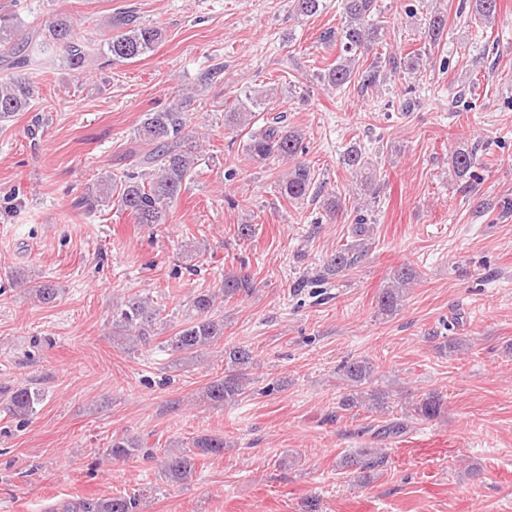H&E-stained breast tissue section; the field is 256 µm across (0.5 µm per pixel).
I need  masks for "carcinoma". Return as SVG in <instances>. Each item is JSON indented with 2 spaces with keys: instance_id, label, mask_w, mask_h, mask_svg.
Segmentation results:
<instances>
[{
  "instance_id": "1",
  "label": "carcinoma",
  "mask_w": 512,
  "mask_h": 512,
  "mask_svg": "<svg viewBox=\"0 0 512 512\" xmlns=\"http://www.w3.org/2000/svg\"><path fill=\"white\" fill-rule=\"evenodd\" d=\"M293 10L300 16L317 14L326 7L324 0H290ZM498 0H474L473 11L484 20L493 18ZM377 0H343L344 21L341 27L323 36L326 43H336L339 55L322 76L325 84L336 89L355 78L361 58L384 39V26L377 19ZM447 19L436 14L431 17L425 40L436 46L446 28ZM111 35L96 44L75 36V22L67 15L52 17L43 29L21 28L18 18L0 17V68L22 69L39 63L42 59L56 56L62 51L60 62L72 69L82 70L93 63L105 67L116 62H132L153 53L161 42L162 31L138 21V17L119 11L110 17ZM422 54L408 59L395 54L376 57L361 74L362 85L375 87L403 70H419ZM36 88L29 77L12 75L0 81V129L9 126L21 112L32 109ZM192 96L185 95L162 110L148 111L134 131L135 139L148 146L139 160L140 172H126L123 178L102 177L96 188L84 196L83 206L92 212L99 206L114 205L133 216L136 224H166L173 203L187 189L201 161L198 130L192 127L191 118L185 111ZM273 93L268 90L245 92L236 97L234 107L224 113V125L245 132L244 145L248 157L264 164L270 160L288 161V169L277 178L281 197L298 203L313 194L315 175L307 165L296 161L302 148L303 133L289 129L277 121L259 124L260 113L273 103ZM343 163L361 175L360 190L363 195L376 198L377 173L363 152L352 146L343 154ZM449 166L455 179L467 184L475 179L477 157L475 149L460 147L451 157ZM372 225L364 215L355 217L352 234L355 240L336 250L323 263L317 273L320 280L330 276L345 277L352 274L370 250ZM418 278L411 267L401 266L388 278V284L378 296L379 310L391 314L406 293V286ZM253 291L251 280L232 275L224 278L219 290L200 291L190 300L184 322L174 334L161 342L163 348L176 355L175 363L181 364L199 356L202 350L216 344L224 336V320L215 316L218 305L235 295H248ZM32 298L43 304H53L60 291L52 283L42 281L29 287ZM165 309L150 297L134 294L112 308V336L121 340L127 350L134 353L139 346H148L166 329ZM252 351L244 347L224 349V376L209 383L204 389L206 402L212 406L232 405L246 393L249 384L246 369L253 365ZM347 382L349 393L341 406L367 407L379 413L389 408L386 396L372 386L374 368L366 359L344 361L338 368ZM43 393L30 384L17 385L4 398L11 414L25 418L36 412ZM446 406V397L438 391L425 393L406 412L415 420L438 418ZM141 443L134 437L121 436L112 440L108 454L116 459H129L136 455ZM224 453V438L201 437L192 447L177 453H169L164 461L163 474L173 482L188 480L195 469L198 455ZM388 462L383 448H360L346 455L341 467L354 473L366 474L380 470ZM141 499L136 495H117L106 499H79L61 505L48 512H140Z\"/></svg>"
}]
</instances>
